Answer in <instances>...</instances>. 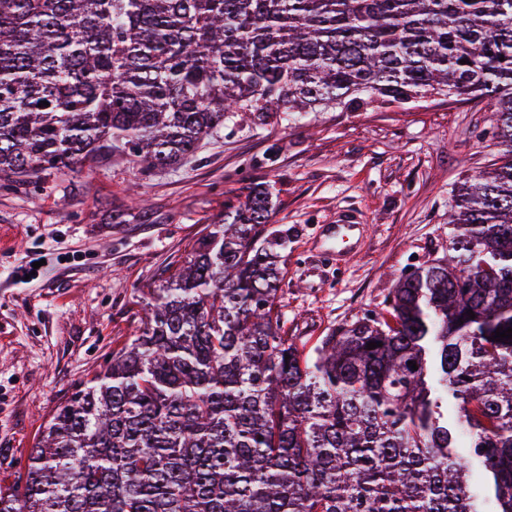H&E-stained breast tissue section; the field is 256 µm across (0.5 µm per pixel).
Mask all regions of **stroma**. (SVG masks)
<instances>
[{"mask_svg": "<svg viewBox=\"0 0 512 512\" xmlns=\"http://www.w3.org/2000/svg\"><path fill=\"white\" fill-rule=\"evenodd\" d=\"M487 99L431 97L367 112L259 124L232 116L176 167L122 153L19 184L0 181V455L35 445L75 387L102 370L142 315L138 291L257 186L288 231L276 300L289 335L320 336L380 308L405 268L440 251L459 182L499 148ZM340 209L362 219L351 254L319 245ZM52 243L40 274L14 269Z\"/></svg>", "mask_w": 512, "mask_h": 512, "instance_id": "1", "label": "stroma"}]
</instances>
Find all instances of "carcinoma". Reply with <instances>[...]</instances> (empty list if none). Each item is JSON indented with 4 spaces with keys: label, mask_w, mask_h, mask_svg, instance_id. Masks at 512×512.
I'll use <instances>...</instances> for the list:
<instances>
[{
    "label": "carcinoma",
    "mask_w": 512,
    "mask_h": 512,
    "mask_svg": "<svg viewBox=\"0 0 512 512\" xmlns=\"http://www.w3.org/2000/svg\"><path fill=\"white\" fill-rule=\"evenodd\" d=\"M436 96L491 100L500 147L443 256L310 353L276 308L288 230L251 191L141 290L138 335L53 413L0 512H478L473 460L512 512V338L492 340L512 328V0H0L16 182L115 151L177 166L234 112Z\"/></svg>",
    "instance_id": "carcinoma-1"
}]
</instances>
